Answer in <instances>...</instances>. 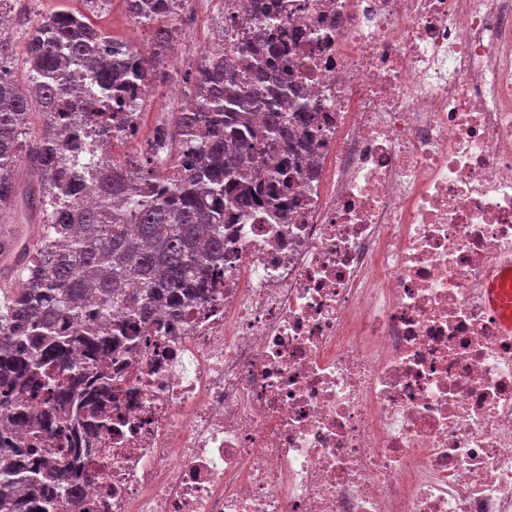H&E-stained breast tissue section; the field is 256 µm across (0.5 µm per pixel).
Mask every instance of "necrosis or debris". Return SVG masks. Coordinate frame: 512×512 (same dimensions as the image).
<instances>
[{
    "instance_id": "1",
    "label": "necrosis or debris",
    "mask_w": 512,
    "mask_h": 512,
    "mask_svg": "<svg viewBox=\"0 0 512 512\" xmlns=\"http://www.w3.org/2000/svg\"><path fill=\"white\" fill-rule=\"evenodd\" d=\"M281 21L314 161L224 227L204 303L142 324L80 508L512 512V0H233ZM511 281L512 270L504 269L497 280L488 285L485 294L487 306L504 319V325L509 332H512V294L511 290L508 292L505 288Z\"/></svg>"
}]
</instances>
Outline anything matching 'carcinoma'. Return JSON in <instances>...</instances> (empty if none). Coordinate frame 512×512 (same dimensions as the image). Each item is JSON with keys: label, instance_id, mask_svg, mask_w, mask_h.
<instances>
[{"label": "carcinoma", "instance_id": "cac0c4a2", "mask_svg": "<svg viewBox=\"0 0 512 512\" xmlns=\"http://www.w3.org/2000/svg\"><path fill=\"white\" fill-rule=\"evenodd\" d=\"M161 2L138 0L132 11L154 31L158 56L177 33ZM274 20L208 53L190 105L176 123H160L145 148L93 165L85 162L88 138L114 140L131 120L112 89L151 80L146 58L67 9L23 21L20 49L12 33L0 35V207L16 204L12 173L26 160L41 174L39 191L25 199L42 223L19 287L0 288V512H58L60 492L76 495L41 443L58 436L74 465L96 454L93 435L112 428V412L97 407L112 397V378L90 379L82 360L106 359L135 341L137 323L158 309L180 318L206 296L224 258V225L288 195L289 173L306 161L297 133L311 113L288 101L291 72L268 33ZM19 55L21 83L9 69ZM84 62L93 92L69 84L70 66ZM34 103L48 122L25 154L21 137ZM160 155L170 158L167 172ZM269 157L275 164L262 186L252 171ZM86 316L92 322L77 328ZM22 394L41 402L37 416L24 410ZM17 429L28 435L24 448L14 443ZM20 483L29 491L23 502L14 497Z\"/></svg>", "mask_w": 512, "mask_h": 512}]
</instances>
